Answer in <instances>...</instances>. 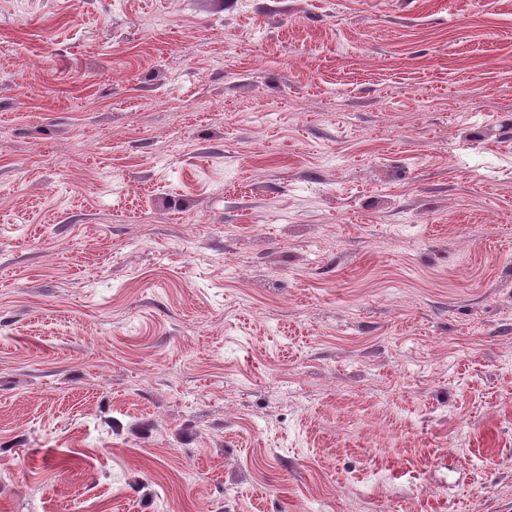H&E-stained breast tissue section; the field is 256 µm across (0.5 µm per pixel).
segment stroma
<instances>
[{"label": "stroma", "instance_id": "stroma-1", "mask_svg": "<svg viewBox=\"0 0 512 512\" xmlns=\"http://www.w3.org/2000/svg\"><path fill=\"white\" fill-rule=\"evenodd\" d=\"M0 512H512V0H0Z\"/></svg>", "mask_w": 512, "mask_h": 512}]
</instances>
